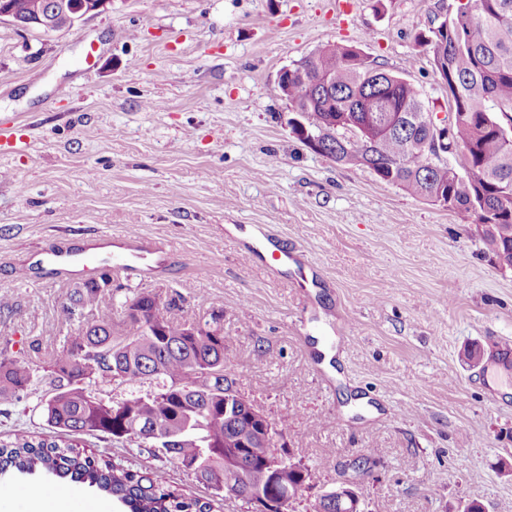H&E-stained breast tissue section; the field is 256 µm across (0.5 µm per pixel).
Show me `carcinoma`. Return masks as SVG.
Returning <instances> with one entry per match:
<instances>
[{
    "instance_id": "obj_1",
    "label": "carcinoma",
    "mask_w": 512,
    "mask_h": 512,
    "mask_svg": "<svg viewBox=\"0 0 512 512\" xmlns=\"http://www.w3.org/2000/svg\"><path fill=\"white\" fill-rule=\"evenodd\" d=\"M26 21L52 11L58 0H8ZM415 42L429 47L433 69L448 89L452 121L441 154L428 148L433 112L422 90L370 62L354 46L328 44L288 71L287 99L305 117L307 132L321 139L323 154L340 166L367 168L381 181L408 194L475 218L482 240L499 262L512 265V0H467L431 20ZM336 82L326 87L318 76ZM411 117L393 131L367 128L373 113ZM69 308L81 317L48 367L52 390L38 403L49 427L65 435L130 441L129 431L158 422L179 438L175 448H148L156 458L193 475L224 499V461L241 454L249 461L248 484L264 487L271 445L224 447V328L211 318V331L191 334L186 322L168 320L157 335L132 311L149 313L154 296L140 294L125 306L130 331L117 336L112 324L90 315L112 302L110 279L82 282L71 289ZM215 370L214 389L204 410H194L196 367ZM116 382L126 395L105 401L91 384ZM30 365L0 356V404L30 396ZM50 472L112 495L130 512H212L211 501L170 485L156 470H132L109 456L89 453L77 441H49L28 434L0 440V472ZM312 470L289 461L281 480L298 487Z\"/></svg>"
}]
</instances>
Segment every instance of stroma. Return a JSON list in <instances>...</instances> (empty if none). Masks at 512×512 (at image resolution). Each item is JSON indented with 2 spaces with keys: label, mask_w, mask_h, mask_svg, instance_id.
<instances>
[{
  "label": "stroma",
  "mask_w": 512,
  "mask_h": 512,
  "mask_svg": "<svg viewBox=\"0 0 512 512\" xmlns=\"http://www.w3.org/2000/svg\"><path fill=\"white\" fill-rule=\"evenodd\" d=\"M350 2L342 15L331 0H112L48 36L0 23V121L28 143L0 146V352L47 370L80 325L65 309L73 281L37 268L21 284L16 266L132 226L173 263L145 284L113 275L112 303L95 317L125 333V303L140 293L174 321L220 315L238 388L313 469L294 512H310L368 448L378 454L357 476L367 512H464L475 499L512 512V376L493 398L484 379L492 341L512 338V270L472 220L301 144L276 87L284 66L339 43L447 116L432 54L414 40L441 0ZM249 227L298 262L277 274L245 264ZM320 336L336 372L321 364ZM37 402L0 406V439L50 436ZM85 443L212 496L136 444ZM49 483L70 493L71 512H129L40 472L0 475V502Z\"/></svg>",
  "instance_id": "stroma-1"
}]
</instances>
